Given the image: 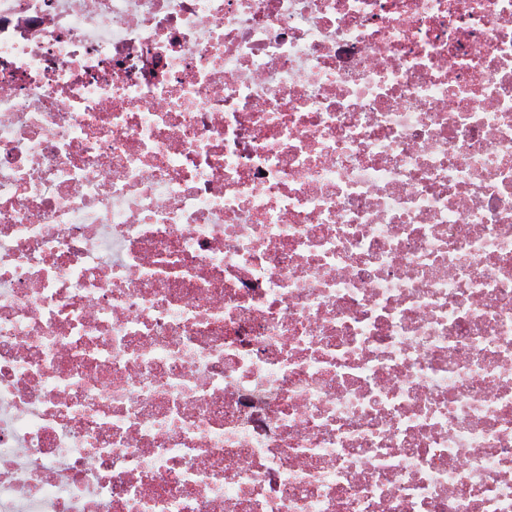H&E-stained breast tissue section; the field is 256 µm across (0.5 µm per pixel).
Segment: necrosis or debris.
<instances>
[{
	"mask_svg": "<svg viewBox=\"0 0 512 512\" xmlns=\"http://www.w3.org/2000/svg\"><path fill=\"white\" fill-rule=\"evenodd\" d=\"M0 512H512V0H0Z\"/></svg>",
	"mask_w": 512,
	"mask_h": 512,
	"instance_id": "obj_1",
	"label": "necrosis or debris"
}]
</instances>
